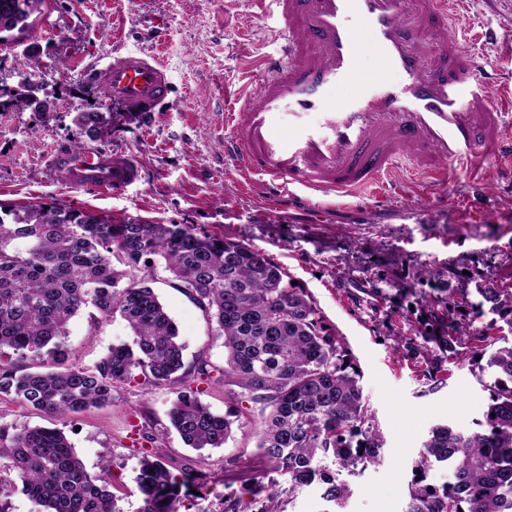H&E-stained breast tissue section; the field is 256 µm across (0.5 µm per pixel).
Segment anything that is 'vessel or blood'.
<instances>
[{
  "label": "vessel or blood",
  "instance_id": "b4317fda",
  "mask_svg": "<svg viewBox=\"0 0 512 512\" xmlns=\"http://www.w3.org/2000/svg\"><path fill=\"white\" fill-rule=\"evenodd\" d=\"M275 19L280 56L253 60L243 107L224 115L237 158L277 198L349 197L401 167L428 187L480 169L512 144V85L491 92L465 33L464 0H249ZM377 70L360 75L363 55ZM399 73L401 87L388 73ZM108 97L150 112L171 93L159 57L125 53L99 72ZM347 86L338 110L331 90ZM52 170L68 185L120 192L140 177L133 155L68 150Z\"/></svg>",
  "mask_w": 512,
  "mask_h": 512
}]
</instances>
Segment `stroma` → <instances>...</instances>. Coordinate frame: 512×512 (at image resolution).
I'll return each mask as SVG.
<instances>
[{
  "label": "stroma",
  "instance_id": "obj_1",
  "mask_svg": "<svg viewBox=\"0 0 512 512\" xmlns=\"http://www.w3.org/2000/svg\"><path fill=\"white\" fill-rule=\"evenodd\" d=\"M49 0L32 29L0 44V80L17 87L18 61L35 50L36 80L49 112H0V203L55 202L115 221L141 218L192 233L240 240L268 254L315 301L361 373L360 384L381 436L379 458L350 477L344 512H405L407 485L431 427L476 429L493 381L476 351L512 334L505 320L477 313L476 286L512 287V161L494 157L482 176L454 171L438 190L408 179L323 204H279L236 158L224 153L226 106L245 102L249 52L275 55L280 42L248 0ZM472 55L501 80H512V0H468L455 22ZM160 54L172 83L169 100L129 112L108 99L95 75L113 53ZM111 112L108 133L85 148L133 154L140 179L100 194L50 177L56 153L69 150L77 112ZM153 287L175 321L184 361L205 359L211 381L200 399L215 413L235 407L250 422L233 427L218 448L195 450L171 427L168 387L134 381L102 407L51 418L16 401L0 402V420L64 431L89 473L109 462L112 493L138 512L141 443L153 438L171 467L201 474L197 507L218 512L221 497L241 494L264 469L256 428L263 406L227 393L224 343L165 272ZM456 306L473 340L450 357L428 329ZM71 365L90 367L110 348L132 341L122 318L70 323Z\"/></svg>",
  "mask_w": 512,
  "mask_h": 512
}]
</instances>
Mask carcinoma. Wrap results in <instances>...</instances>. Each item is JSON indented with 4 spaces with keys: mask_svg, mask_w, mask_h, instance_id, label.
<instances>
[{
    "mask_svg": "<svg viewBox=\"0 0 512 512\" xmlns=\"http://www.w3.org/2000/svg\"><path fill=\"white\" fill-rule=\"evenodd\" d=\"M47 0H0V41L14 40L42 14ZM0 109L48 112L40 87L25 81L0 87ZM110 112H78L75 143L111 124ZM187 295L224 339V384L236 386L269 412L259 426V454L269 470L288 478V490L259 477L222 500L221 512H283L284 493L316 484L320 497L343 508L351 487L336 469L356 475L381 448L359 385V374L316 304L292 285L285 269L264 252L179 224L128 219L120 224L61 204H0V399L11 398L51 416L112 402L141 376L174 387L172 426L196 449L219 448L240 413H213L186 379L209 376L208 364L190 366L164 305L150 286L157 267ZM477 307L509 317L512 288H476ZM101 320L120 315L134 346L108 351L95 365H65L72 354L69 324L82 310ZM448 307V352L466 328ZM486 360L494 381L490 404L475 431L448 424L431 428L418 452L405 512H512V342L500 338ZM28 357L37 368L21 367ZM162 452L144 455L139 512H182L194 475L172 472ZM447 464L452 481L435 485L427 471ZM8 482L43 512H123L109 490V463L88 473L66 435L49 427L0 421V484Z\"/></svg>",
    "mask_w": 512,
    "mask_h": 512,
    "instance_id": "1",
    "label": "carcinoma"
}]
</instances>
